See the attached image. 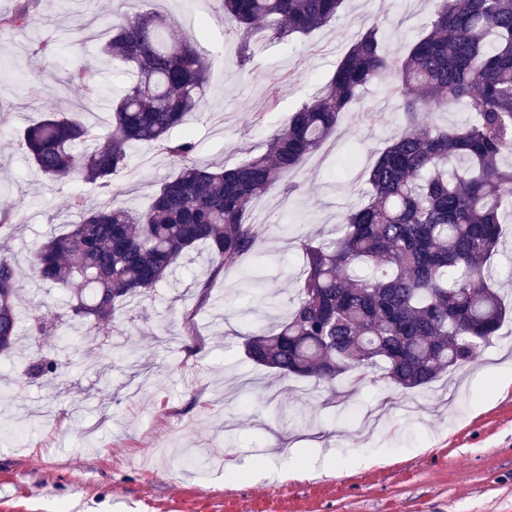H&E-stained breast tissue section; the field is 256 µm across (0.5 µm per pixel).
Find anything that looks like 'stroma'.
<instances>
[{"label": "stroma", "instance_id": "stroma-1", "mask_svg": "<svg viewBox=\"0 0 512 512\" xmlns=\"http://www.w3.org/2000/svg\"><path fill=\"white\" fill-rule=\"evenodd\" d=\"M219 9V0H39L38 26L0 28V50L14 57V94L0 101V216L10 223L0 241L23 277L36 244L63 229L75 196L107 200L81 180L42 178L22 138L55 109L111 131L109 113L64 87L66 63L102 69V21L158 10L176 34L204 32L207 101L172 135L195 137L196 161L231 164L262 151L361 32L381 24L387 51L402 57L425 35L431 6L346 0L336 21L305 38L259 41L243 65L211 21ZM44 40L56 41L55 57L31 54ZM102 71L123 86L122 74ZM271 73L283 83L268 113ZM260 111L266 118L257 125ZM400 122L387 87L368 86L336 136L289 172L296 192L274 188L249 211L262 231L259 272L279 309L294 296L301 269L295 238L330 233L363 201L370 169ZM177 168L165 154L130 145L114 190L126 206L145 209ZM210 269L207 250L191 252L174 280L115 316L111 345L95 348L83 343L89 321L58 322L70 305L66 292L27 285L30 309L58 328L22 352L0 354V512H512V384H497L512 375L511 321L467 367L428 389L405 393L363 376L316 402L310 383L246 358L255 327L241 312L260 302L237 288V269L215 277ZM62 335L79 344L63 376L33 377L28 365L54 355ZM117 344L133 348L134 361L117 358Z\"/></svg>", "mask_w": 512, "mask_h": 512}]
</instances>
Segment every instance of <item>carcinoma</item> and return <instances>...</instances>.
<instances>
[{"label": "carcinoma", "instance_id": "carcinoma-1", "mask_svg": "<svg viewBox=\"0 0 512 512\" xmlns=\"http://www.w3.org/2000/svg\"><path fill=\"white\" fill-rule=\"evenodd\" d=\"M37 0H19L0 28L37 22ZM215 20L251 49L258 32L287 41L340 15L344 0H220ZM102 54L126 74L114 94L72 63L68 87L112 114V136L64 112L24 130L31 164L47 179L73 176L112 193L137 142L180 162L145 211L72 201L68 229L34 250L37 277L66 291L73 314L105 331L117 310L145 300L179 261L206 247L214 273L258 254L261 233L246 220L283 174L301 168L336 132L341 113L376 82L400 101L402 123L379 153L365 203L330 238L296 240L303 265L286 314L246 339L256 366L313 389L360 368L400 389H422L470 363L512 308L489 265L502 225L512 222V0H432L428 32L406 56L389 57L380 29L363 33L315 94L265 143L264 151L218 168L191 160L192 135L171 129L205 104L209 60L201 41L175 35L152 13L106 25ZM461 107L459 127L417 123L421 112ZM23 283L0 250V353L19 339Z\"/></svg>", "mask_w": 512, "mask_h": 512}]
</instances>
